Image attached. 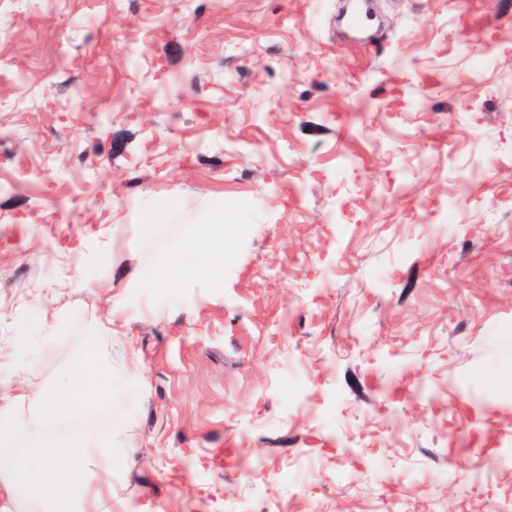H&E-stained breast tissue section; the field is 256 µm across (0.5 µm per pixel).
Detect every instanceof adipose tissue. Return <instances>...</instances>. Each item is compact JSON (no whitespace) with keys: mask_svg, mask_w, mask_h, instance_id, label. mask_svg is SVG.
Segmentation results:
<instances>
[{"mask_svg":"<svg viewBox=\"0 0 512 512\" xmlns=\"http://www.w3.org/2000/svg\"><path fill=\"white\" fill-rule=\"evenodd\" d=\"M211 219L167 257L148 287L161 281L182 282L199 275L224 277L223 225L231 217L223 202H213ZM60 325L37 315L22 328L13 347L0 353V486L10 502L46 493L51 512H112L116 468L113 431H89L47 446L59 422L91 408L128 397L129 372H118L98 349L102 326L91 322L85 359L71 372L61 392H49L29 381L37 345L51 339Z\"/></svg>","mask_w":512,"mask_h":512,"instance_id":"adipose-tissue-1","label":"adipose tissue"}]
</instances>
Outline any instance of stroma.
<instances>
[{
	"label": "stroma",
	"mask_w": 512,
	"mask_h": 512,
	"mask_svg": "<svg viewBox=\"0 0 512 512\" xmlns=\"http://www.w3.org/2000/svg\"><path fill=\"white\" fill-rule=\"evenodd\" d=\"M0 0V350L92 315L114 512H512V0ZM224 280L141 287L214 201ZM166 220L141 226L152 205Z\"/></svg>",
	"instance_id": "obj_1"
}]
</instances>
